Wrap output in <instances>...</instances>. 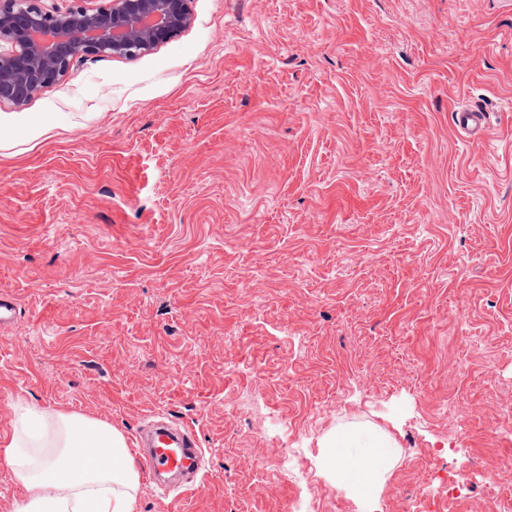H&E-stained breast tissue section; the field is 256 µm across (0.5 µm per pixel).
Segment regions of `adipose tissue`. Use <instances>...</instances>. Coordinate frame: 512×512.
<instances>
[{
    "mask_svg": "<svg viewBox=\"0 0 512 512\" xmlns=\"http://www.w3.org/2000/svg\"><path fill=\"white\" fill-rule=\"evenodd\" d=\"M399 458L389 433L352 425L328 437L321 465L337 487L370 499ZM0 463L26 491L17 512H133L139 473L109 423L19 407L12 436L0 441Z\"/></svg>",
    "mask_w": 512,
    "mask_h": 512,
    "instance_id": "adipose-tissue-1",
    "label": "adipose tissue"
}]
</instances>
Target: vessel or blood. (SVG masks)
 <instances>
[{
  "instance_id": "b4317fda",
  "label": "vessel or blood",
  "mask_w": 512,
  "mask_h": 512,
  "mask_svg": "<svg viewBox=\"0 0 512 512\" xmlns=\"http://www.w3.org/2000/svg\"><path fill=\"white\" fill-rule=\"evenodd\" d=\"M452 123L468 143L477 144L486 129V114L476 105H459L452 111ZM150 445H138L137 452L145 477L157 479L161 472L179 470L197 478L205 453L194 432L185 427L151 428Z\"/></svg>"
}]
</instances>
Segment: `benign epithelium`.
Here are the masks:
<instances>
[{
  "label": "benign epithelium",
  "instance_id": "obj_1",
  "mask_svg": "<svg viewBox=\"0 0 512 512\" xmlns=\"http://www.w3.org/2000/svg\"><path fill=\"white\" fill-rule=\"evenodd\" d=\"M41 0H0V105L22 108L90 56L134 59L194 23L192 0H73L47 10Z\"/></svg>",
  "mask_w": 512,
  "mask_h": 512
}]
</instances>
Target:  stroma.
<instances>
[{
    "mask_svg": "<svg viewBox=\"0 0 512 512\" xmlns=\"http://www.w3.org/2000/svg\"><path fill=\"white\" fill-rule=\"evenodd\" d=\"M135 59L0 105V440L14 407L134 441L195 430L204 480L134 512H497L512 491V8L194 0ZM490 114L481 148L449 114ZM377 426V499L325 440ZM470 485L461 502L438 476ZM321 465L336 487L358 499L377 495L400 458V448L386 431L373 426H345L328 437Z\"/></svg>",
    "mask_w": 512,
    "mask_h": 512,
    "instance_id": "1",
    "label": "stroma"
}]
</instances>
